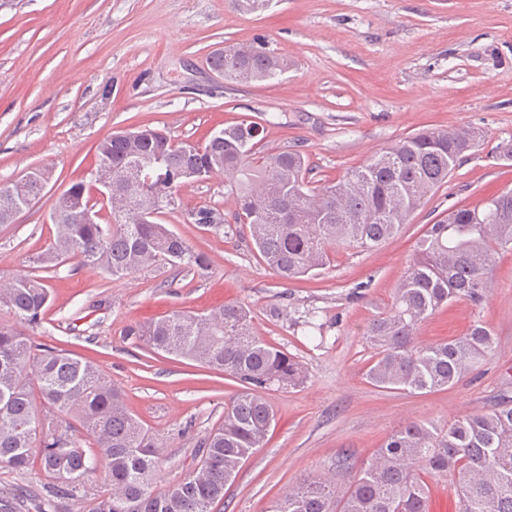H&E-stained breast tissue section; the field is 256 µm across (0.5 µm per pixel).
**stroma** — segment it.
Wrapping results in <instances>:
<instances>
[{"label":"stroma","instance_id":"1","mask_svg":"<svg viewBox=\"0 0 512 512\" xmlns=\"http://www.w3.org/2000/svg\"><path fill=\"white\" fill-rule=\"evenodd\" d=\"M259 38L290 62L278 78L235 83L212 69L213 50ZM244 120L263 125L261 151H302L321 182L423 129L468 123L485 138L400 235L339 253L314 276L280 281L248 237L188 223L203 206L232 213L220 176L183 184L180 209L161 218L208 257L207 271L167 266L114 281L69 262L46 272L51 303L33 339L95 361L122 388L128 409L165 442L163 483L193 469L198 439L221 421L237 384L138 346L127 327L245 303L259 336L306 366L300 387L268 391L275 427L219 512H266L296 483L333 475L342 453L368 461L403 422L444 424L512 391V251L494 264L481 305L454 302L419 330L435 342L477 321L492 329L495 353L462 383L430 394L378 390L364 375L363 336L428 224L512 189V160L498 152L512 144V0H273L248 14L229 0H0V181L30 167L53 173L0 225V284L32 271L31 256L55 233L53 198L89 180L99 141L147 125L202 143ZM311 313L314 331L303 323Z\"/></svg>","mask_w":512,"mask_h":512}]
</instances>
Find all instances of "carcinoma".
I'll use <instances>...</instances> for the list:
<instances>
[{
	"label": "carcinoma",
	"instance_id": "1",
	"mask_svg": "<svg viewBox=\"0 0 512 512\" xmlns=\"http://www.w3.org/2000/svg\"><path fill=\"white\" fill-rule=\"evenodd\" d=\"M224 78L267 81L288 59L259 45L248 54L233 45L211 57ZM255 125L238 123L200 148L172 149L163 131L143 126L97 146V168L112 170V207L105 224H86L81 211L58 201L56 232L32 263L52 269L66 261L114 280L151 267L203 271L208 258L157 220L139 214L153 202L179 207L180 175L189 170L224 177L234 199V224L213 207L194 210L195 223L214 232L248 228L259 257L281 280L326 268L340 251L362 252L395 237L434 191L448 183L461 157L479 147L474 125L428 129L372 154L333 182L312 185L300 151H257ZM152 179L151 194L142 177ZM45 182L0 181V224L12 223ZM512 249V189L473 208H451L419 239L394 289L390 308L367 325L372 349L365 376L394 392H434L457 385L495 351L492 330L472 325L463 336L423 344L417 331L436 312L467 300L478 306L490 288L496 256ZM50 300L46 279L30 273L0 288V469L45 477L44 506L80 501L84 512H213L243 462L262 447L274 422L268 390L306 382V367L258 336L252 309L228 303L208 314L175 311L126 335L142 346L219 369L239 384L222 421L198 441L197 468L164 489L156 486L162 443L128 410L122 389L93 363L34 343L25 328L41 325ZM347 477L298 484L268 512H428V480L458 475V512H512V396L489 409L460 413L447 425L410 421L391 433L369 461ZM103 463L107 489L89 492Z\"/></svg>",
	"mask_w": 512,
	"mask_h": 512
}]
</instances>
